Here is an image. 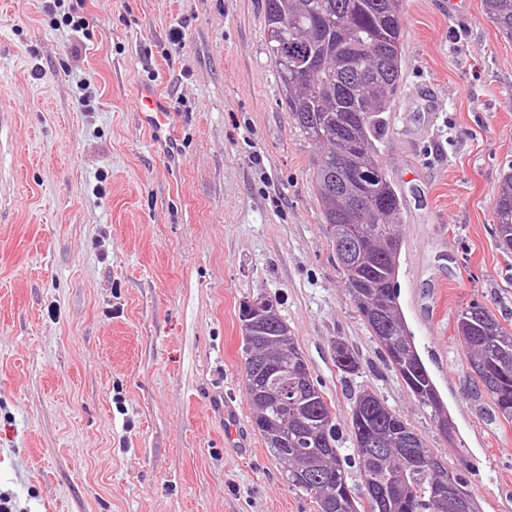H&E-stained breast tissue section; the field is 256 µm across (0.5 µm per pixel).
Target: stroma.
<instances>
[{
  "instance_id": "1",
  "label": "stroma",
  "mask_w": 512,
  "mask_h": 512,
  "mask_svg": "<svg viewBox=\"0 0 512 512\" xmlns=\"http://www.w3.org/2000/svg\"><path fill=\"white\" fill-rule=\"evenodd\" d=\"M71 33L0 0V506L319 512L289 489L243 388L240 308L278 303L347 430L374 392L480 512H512V423L456 328L512 330L493 207L512 166V40L483 0H402L403 79L380 160L403 196L400 306L455 425L436 430L350 299L265 35V0H83ZM91 79L89 109L77 78ZM172 108L151 143L141 85ZM360 371L336 367L333 340ZM245 445L224 441V408Z\"/></svg>"
}]
</instances>
